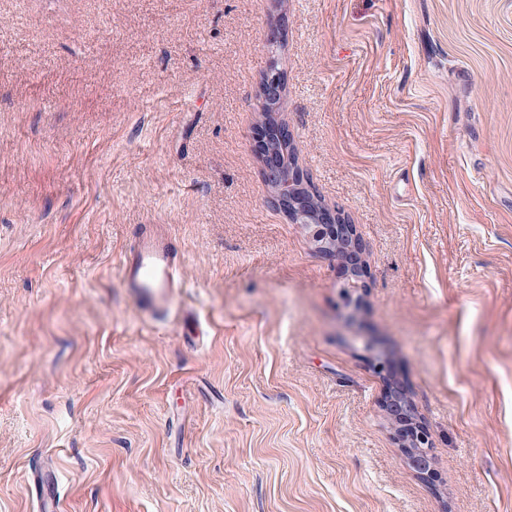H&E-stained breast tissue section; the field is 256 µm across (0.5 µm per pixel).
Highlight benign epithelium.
I'll list each match as a JSON object with an SVG mask.
<instances>
[{"mask_svg":"<svg viewBox=\"0 0 512 512\" xmlns=\"http://www.w3.org/2000/svg\"><path fill=\"white\" fill-rule=\"evenodd\" d=\"M286 36L285 15L281 14L270 27L266 43L270 55L269 67L259 86V97L270 104L272 109L279 106L278 99L285 93V78L279 68L278 52ZM288 126L280 124L271 127L259 125L253 134V147L258 156L264 181L272 194V200L281 210L293 214L295 224H313L317 227L315 239L320 252L336 258L344 271L341 287L346 306L358 307L361 296L367 288L368 269L364 260L365 247L354 225L346 222L336 210L322 207L308 218V211L317 200L313 193L292 195L296 185H305L306 178L300 169H293L288 183L282 182V174L277 161L279 145L289 138ZM362 350L373 370L380 374L386 383L382 408L394 425V432L402 450L405 464L418 476L428 482L436 479L434 459L430 450L429 437L418 408L411 399L403 382L394 375L388 361L371 354V344L362 342Z\"/></svg>","mask_w":512,"mask_h":512,"instance_id":"7a95c632","label":"benign epithelium"}]
</instances>
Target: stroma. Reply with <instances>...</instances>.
Here are the masks:
<instances>
[{
    "instance_id": "obj_1",
    "label": "stroma",
    "mask_w": 512,
    "mask_h": 512,
    "mask_svg": "<svg viewBox=\"0 0 512 512\" xmlns=\"http://www.w3.org/2000/svg\"><path fill=\"white\" fill-rule=\"evenodd\" d=\"M281 13L355 311L253 150ZM150 224L186 284L154 318L121 271ZM34 466L61 512H512V0H0V512H36ZM362 350L373 370L385 380L386 389L381 404L394 425L395 437L405 464L418 476L433 483L436 470L428 433L408 389L393 375L387 360L371 354V344L368 341L362 342Z\"/></svg>"
}]
</instances>
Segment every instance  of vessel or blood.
<instances>
[{"label":"vessel or blood","mask_w":512,"mask_h":512,"mask_svg":"<svg viewBox=\"0 0 512 512\" xmlns=\"http://www.w3.org/2000/svg\"><path fill=\"white\" fill-rule=\"evenodd\" d=\"M131 296L146 313L169 309L178 289L179 263L168 234L142 232L122 262ZM28 486L37 498L38 512H55L61 503L59 489L53 488L51 475L32 472Z\"/></svg>","instance_id":"1"}]
</instances>
